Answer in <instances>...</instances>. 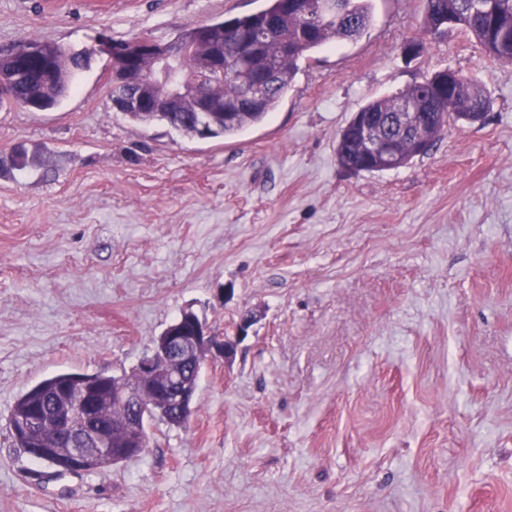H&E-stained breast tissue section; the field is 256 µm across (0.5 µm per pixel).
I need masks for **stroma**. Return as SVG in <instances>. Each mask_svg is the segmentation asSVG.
I'll list each match as a JSON object with an SVG mask.
<instances>
[{
  "label": "stroma",
  "instance_id": "obj_1",
  "mask_svg": "<svg viewBox=\"0 0 512 512\" xmlns=\"http://www.w3.org/2000/svg\"><path fill=\"white\" fill-rule=\"evenodd\" d=\"M266 0H0V55L91 50L54 109L0 110V512H512V64L373 0L359 38L301 61L266 120L188 139L109 107L99 36L166 44ZM414 53H405L407 44ZM450 68L482 121L355 173L336 136L371 99ZM190 311L218 336L189 423L139 458L57 473L16 399L58 372L131 373Z\"/></svg>",
  "mask_w": 512,
  "mask_h": 512
}]
</instances>
